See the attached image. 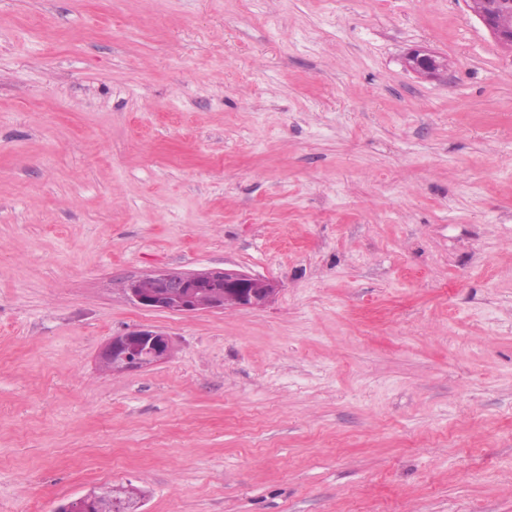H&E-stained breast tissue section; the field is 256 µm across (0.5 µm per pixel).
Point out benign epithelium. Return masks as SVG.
Wrapping results in <instances>:
<instances>
[{
    "label": "benign epithelium",
    "instance_id": "benign-epithelium-1",
    "mask_svg": "<svg viewBox=\"0 0 512 512\" xmlns=\"http://www.w3.org/2000/svg\"><path fill=\"white\" fill-rule=\"evenodd\" d=\"M512 7V0H484L477 13L484 26L500 44L512 50V30L500 26L501 12ZM408 67L425 77H434L445 66L433 53L418 48L407 58ZM123 290L135 306L155 311L180 313L222 311L228 306L262 308L279 291V283L235 269L206 272L159 271L132 278ZM171 338L159 331L140 328L112 337L100 360L115 373L145 368L169 358Z\"/></svg>",
    "mask_w": 512,
    "mask_h": 512
}]
</instances>
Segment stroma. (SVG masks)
<instances>
[{"label":"stroma","instance_id":"35a3bbf8","mask_svg":"<svg viewBox=\"0 0 512 512\" xmlns=\"http://www.w3.org/2000/svg\"><path fill=\"white\" fill-rule=\"evenodd\" d=\"M222 268L280 290H122ZM136 328L172 357L112 373ZM102 486L512 512V51L467 0H0V512ZM408 67L425 77H435L445 66L444 61L426 49H414L407 58ZM150 287L145 288L144 283ZM279 283L235 269L206 272L159 271L132 278L123 290L135 306L180 313L224 311L228 306L262 308L279 291Z\"/></svg>","mask_w":512,"mask_h":512}]
</instances>
